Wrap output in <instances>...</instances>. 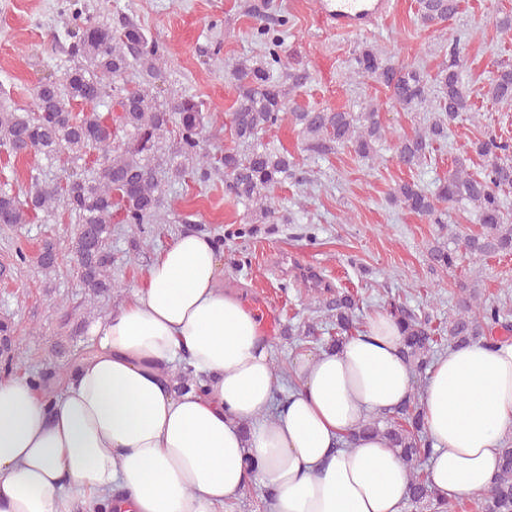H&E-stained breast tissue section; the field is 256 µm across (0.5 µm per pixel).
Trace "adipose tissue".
Instances as JSON below:
<instances>
[{"label":"adipose tissue","instance_id":"adipose-tissue-1","mask_svg":"<svg viewBox=\"0 0 512 512\" xmlns=\"http://www.w3.org/2000/svg\"><path fill=\"white\" fill-rule=\"evenodd\" d=\"M222 274L209 235L180 234L92 325L61 395L0 379V512H216L252 486L272 492L271 512H405L387 442L341 445L413 391L397 322L380 311L340 350L299 354L285 391ZM420 401L437 497L487 492L512 434V340L450 349Z\"/></svg>","mask_w":512,"mask_h":512}]
</instances>
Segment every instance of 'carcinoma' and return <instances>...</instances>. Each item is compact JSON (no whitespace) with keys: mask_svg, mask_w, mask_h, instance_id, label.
<instances>
[{"mask_svg":"<svg viewBox=\"0 0 512 512\" xmlns=\"http://www.w3.org/2000/svg\"><path fill=\"white\" fill-rule=\"evenodd\" d=\"M459 8L460 0H418V15L427 26L449 19ZM255 14L252 36L260 53L236 61L230 69L237 90L229 112L230 130L237 146L225 150L219 159L211 156L204 140V101L188 94L161 97L155 83L163 44L126 17L112 27L81 9L73 10L68 31L71 64L62 79L37 87L34 112L0 104V149L13 156L33 151L50 159L65 154L73 164L60 183L46 184L38 176L30 177L21 196L8 187L0 188V224H28L36 215L49 216L59 208L75 218L72 252L89 303L112 290L114 212L122 211V223L134 231L157 223L165 207L166 187L188 174L205 185L221 169L224 194L256 207L261 223L290 221L278 215L273 192L286 182H306V171L288 152L260 141V135L283 120L288 118L300 127L306 151L312 156L324 157L345 148L361 159L377 156L387 130L376 107L368 105L361 112H351L287 104L274 71L282 65L288 16L260 10ZM456 49L454 39L448 46V59L433 77L414 65L392 64L373 45H363L350 60L351 74L382 85L401 109L431 113L423 131L398 140L396 145L398 163L410 170L425 162L434 145L448 142L449 125L461 113L473 111ZM129 70L138 74L133 85L123 80ZM486 96L494 105H512V65L498 67L489 78ZM106 103L120 112L119 126H112L99 111ZM473 150L487 161L481 173L474 175L459 164L433 191L415 181H403L389 193L391 203L448 229V244L433 247L430 259L450 270L457 267L461 251L474 257L512 253V212L504 200L505 192H512V145L487 133L473 143ZM91 152L97 154L94 173L78 166ZM440 203L446 208H439ZM460 205L475 210L480 233L463 234L448 223V209ZM57 260L55 245L47 243L37 264L50 272ZM459 294L456 312L436 326L424 311L411 309L394 297L387 302L386 313L401 330V353L416 373H425L445 341L461 347L490 341L499 328H512L509 293L493 301L483 300L462 282ZM327 310L333 334L326 346L333 349L359 332V299L348 291H338ZM12 336L11 323L0 321V371L7 375L22 357ZM67 376L68 368L47 366L37 376L38 386L52 396L62 389ZM365 434L384 438L405 464L410 507L453 512L457 503L435 500L422 468L432 448L424 429L423 409L415 399L391 413L371 416L341 447H350ZM475 505L478 512H512L511 440H503L498 477Z\"/></svg>","mask_w":512,"mask_h":512,"instance_id":"cac0c4a2","label":"carcinoma"}]
</instances>
